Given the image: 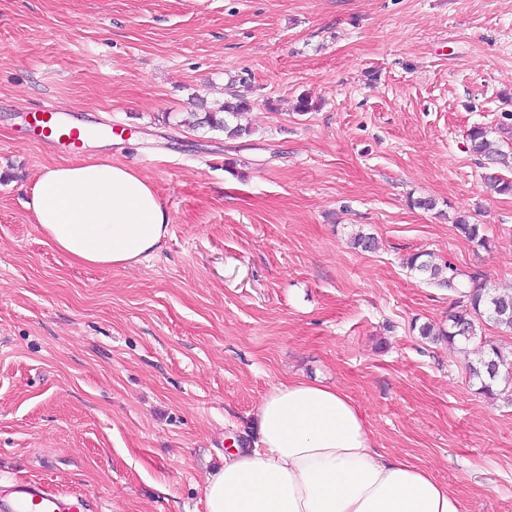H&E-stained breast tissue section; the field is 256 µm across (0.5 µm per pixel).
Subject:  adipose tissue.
I'll use <instances>...</instances> for the list:
<instances>
[{
  "mask_svg": "<svg viewBox=\"0 0 512 512\" xmlns=\"http://www.w3.org/2000/svg\"><path fill=\"white\" fill-rule=\"evenodd\" d=\"M29 208L55 248L106 268L141 262L171 224L147 177L93 155L41 172ZM254 425V447L207 473L206 512H464L433 470L379 452L336 385L280 383L259 400Z\"/></svg>",
  "mask_w": 512,
  "mask_h": 512,
  "instance_id": "ef3b65f1",
  "label": "adipose tissue"
}]
</instances>
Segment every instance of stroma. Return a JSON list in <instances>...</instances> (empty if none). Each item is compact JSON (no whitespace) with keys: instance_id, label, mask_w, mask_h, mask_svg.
<instances>
[{"instance_id":"obj_1","label":"stroma","mask_w":512,"mask_h":512,"mask_svg":"<svg viewBox=\"0 0 512 512\" xmlns=\"http://www.w3.org/2000/svg\"><path fill=\"white\" fill-rule=\"evenodd\" d=\"M231 92L251 103L235 140L195 116ZM41 105L129 129L83 153L152 182L171 224L147 259L82 265L34 223L37 175L70 161L20 137ZM510 111L512 0H0V483L205 512L206 474L300 376L465 512H512V386L480 392L476 342L420 335L457 297L405 266L512 291V195L466 141Z\"/></svg>"}]
</instances>
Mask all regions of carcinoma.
I'll return each mask as SVG.
<instances>
[{
	"mask_svg": "<svg viewBox=\"0 0 512 512\" xmlns=\"http://www.w3.org/2000/svg\"><path fill=\"white\" fill-rule=\"evenodd\" d=\"M250 110V102L232 94L221 105L204 112L200 123L212 131L223 132L230 137L250 134V129L237 124L232 126L227 117L238 118ZM501 139L490 137V131L484 126H474L467 133V147L474 155L483 160L485 168L491 173L485 176L488 186L498 194H512V180L505 179L492 169L503 166L512 168V112H503L497 123ZM458 232L468 241L483 248L489 240L482 234L481 226L471 224L465 219L457 220ZM406 265L425 277L429 283L449 292L460 295L463 305L450 316L448 329L435 330L430 324L420 328V334L426 337L437 336L454 344L458 341L469 342L476 336V322H491L512 329V293L490 292L479 272L465 273L452 263L437 265L426 258L424 253L411 254ZM472 378L478 380L480 390L492 394L501 381H512V371L505 369L504 360L497 347L485 344L477 351V358L469 364Z\"/></svg>",
	"mask_w": 512,
	"mask_h": 512,
	"instance_id": "1",
	"label": "carcinoma"
}]
</instances>
